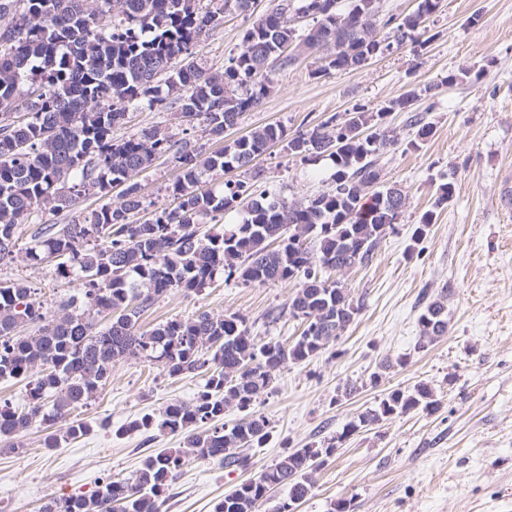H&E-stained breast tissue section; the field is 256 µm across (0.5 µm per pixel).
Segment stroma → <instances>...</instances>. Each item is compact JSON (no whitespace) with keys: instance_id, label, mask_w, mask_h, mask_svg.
I'll return each instance as SVG.
<instances>
[{"instance_id":"stroma-1","label":"stroma","mask_w":512,"mask_h":512,"mask_svg":"<svg viewBox=\"0 0 512 512\" xmlns=\"http://www.w3.org/2000/svg\"><path fill=\"white\" fill-rule=\"evenodd\" d=\"M279 0H254L250 11L225 12L193 52L212 69L237 53L245 30ZM428 39L367 64L318 75L320 54L297 55L276 71L269 93L223 137L205 135L199 121L176 122V138L217 151L254 128L283 125L310 130L329 118L344 119L355 106L375 108L404 93L437 85L435 96L418 100L432 125L422 149L403 150L413 136L407 115L393 112L388 125L400 143L376 158L386 184L400 186L407 207L377 247L372 260L341 274L363 308L357 320L310 362L275 373L273 389L258 410L270 423L264 447L247 449L249 465L227 469L219 461H189L166 492L162 512H213L236 485L256 478L287 451L341 433L344 425L374 406L386 390L428 382L442 405L432 415L396 417L350 436L317 471L312 493L296 512H332L350 502L352 512H512V0H441L425 22ZM474 70V77L447 83L448 75ZM270 192L301 200L326 190V160L305 162L277 143L255 160ZM453 174L455 196L437 210L428 235L413 241L420 215L433 208L436 188ZM178 175L157 159L135 175L142 195L162 206L173 199L165 188ZM22 278L38 289L49 314L79 294L78 281L59 277L56 264L0 261V281ZM296 281L241 285L216 275L199 293L174 289L144 312L149 330L172 318L201 311L246 319L257 340L284 343L302 331L300 320L281 307ZM448 298L447 335L418 348L423 297ZM280 317L271 322L270 311ZM405 358L397 366V358ZM395 366L370 376L384 359ZM203 384L191 374L168 376L159 365L130 357L115 364L104 389L73 419L92 424L91 433L58 448L44 447L52 426L33 427L22 447L0 445V512H39L46 502L91 494L111 477L132 475L147 455L177 448L181 438L145 440L113 430L174 401L191 400ZM113 427L99 428L102 419Z\"/></svg>"}]
</instances>
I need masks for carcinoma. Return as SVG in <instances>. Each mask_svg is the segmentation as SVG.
Returning a JSON list of instances; mask_svg holds the SVG:
<instances>
[{"instance_id": "cac0c4a2", "label": "carcinoma", "mask_w": 512, "mask_h": 512, "mask_svg": "<svg viewBox=\"0 0 512 512\" xmlns=\"http://www.w3.org/2000/svg\"><path fill=\"white\" fill-rule=\"evenodd\" d=\"M297 12L312 19L303 30L287 17V0L260 15L246 30L241 50L224 69L212 70L192 58L191 48L219 25L227 10L245 12L252 0H221L203 8L199 0H0V113L23 112L25 121L0 125V260L18 255L37 264L57 260L56 272L80 282L81 292L49 318L37 289L25 280L0 283V380L27 381V406L0 403V437L16 438L33 425L61 424L45 447L87 435L85 422L71 413L89 405L106 386L112 366L128 357L158 363L171 377L196 374L204 384L189 401L167 404L114 434L141 432L182 436L180 448H163L142 461L130 478L109 479L89 495L52 500L43 512H161L169 485L192 458L243 468L245 448L269 440L268 420L255 410L269 393L281 366L304 364L326 350L355 321L362 303L330 273H343L372 259L393 228L392 211L407 195L381 179L375 156L399 144L384 117L413 109L420 94L411 91L372 110L363 105L338 123L332 117L312 130L288 135L265 125L216 152L176 139L168 127L154 125L127 138H112L129 107L145 101L159 112L199 120L210 136L221 137L256 108L272 83L271 63L284 69L304 48L325 54L316 73L361 67L376 58V45L390 39L417 42L425 19L440 0H419L415 13L379 17L377 0H297ZM417 151L432 133L414 114ZM306 161H331V185L304 201H288L254 186L262 179L254 160L269 145ZM181 170L171 185L173 207L148 202L132 176L161 157ZM240 170L243 178L224 182L222 194L199 192L200 180L215 170ZM123 184L120 202L82 212L58 229L37 228L26 247L17 246L18 229L35 223L43 211L75 206L80 199L107 195ZM454 194V177L438 185L434 208L422 213L412 233L421 241L435 223V209ZM150 211L137 221L134 215ZM243 214L237 224L224 215ZM212 225L202 231L199 219ZM243 285L295 280L299 287L271 321L283 312L305 322L290 344L256 340L246 320L209 311L159 323L149 331L139 317L172 289L198 292L218 273ZM106 313L111 324L95 328L92 315ZM35 325L28 336L17 329ZM424 348L448 332L447 296L428 300L418 317ZM441 398L428 384L386 392L373 407L345 424L318 446L284 453L250 481L216 503L214 512H260L277 487L284 502L305 499L314 473L351 435L400 415H431ZM242 413L224 422L230 409Z\"/></svg>"}]
</instances>
